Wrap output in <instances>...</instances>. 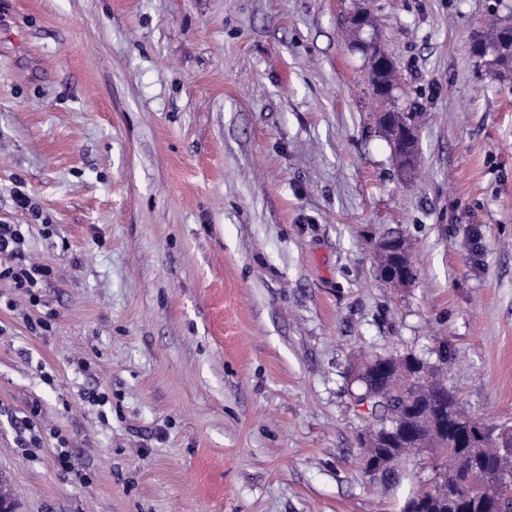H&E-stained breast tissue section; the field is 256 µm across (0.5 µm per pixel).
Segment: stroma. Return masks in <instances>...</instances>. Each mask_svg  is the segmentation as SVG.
I'll return each instance as SVG.
<instances>
[{"label":"stroma","mask_w":512,"mask_h":512,"mask_svg":"<svg viewBox=\"0 0 512 512\" xmlns=\"http://www.w3.org/2000/svg\"><path fill=\"white\" fill-rule=\"evenodd\" d=\"M361 8L419 112L411 182L344 29ZM495 12L0 0V224L49 269L33 303L0 280L17 512H401L429 473L359 468L348 371L437 336L462 405L512 426V78L470 50ZM389 234L410 287L377 275Z\"/></svg>","instance_id":"1"}]
</instances>
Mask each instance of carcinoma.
Wrapping results in <instances>:
<instances>
[{"instance_id":"obj_1","label":"carcinoma","mask_w":512,"mask_h":512,"mask_svg":"<svg viewBox=\"0 0 512 512\" xmlns=\"http://www.w3.org/2000/svg\"><path fill=\"white\" fill-rule=\"evenodd\" d=\"M512 32V18L495 17L473 37V46H483L489 54L483 58L495 72H512V43L505 39ZM368 60L370 95L380 103V111L394 113L397 123L413 121L414 109H399L394 97L380 91V86L397 85L396 68L383 70L375 65L382 49L376 43L361 49ZM436 361L412 352H375L357 359L361 392L354 401H368L370 412L365 415L366 427L359 436L361 455L392 463L375 470L380 481L387 483L399 478V464L422 458L429 478L408 497L402 512H512V454L505 453L489 440L473 448L474 433L492 434L498 430L472 417L459 404L455 391L448 388L442 369L436 362H448V342L438 341ZM394 422L415 424L412 437L397 436L392 443L372 448L368 435L374 428ZM454 474L461 482L457 501H448L447 483L439 477ZM482 484L486 498L468 497V483Z\"/></svg>"}]
</instances>
